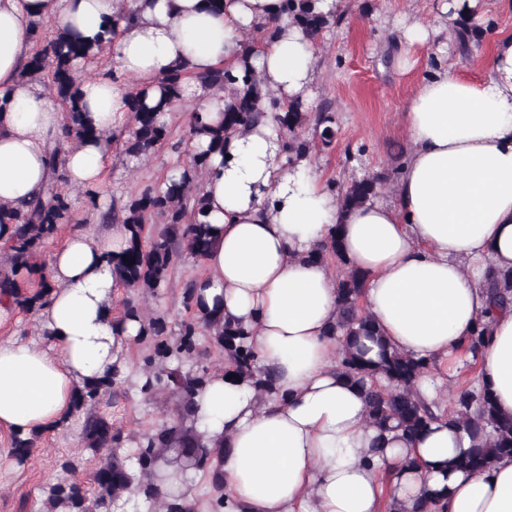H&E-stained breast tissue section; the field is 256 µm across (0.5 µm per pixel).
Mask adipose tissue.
Wrapping results in <instances>:
<instances>
[{
	"label": "adipose tissue",
	"instance_id": "ef3b65f1",
	"mask_svg": "<svg viewBox=\"0 0 512 512\" xmlns=\"http://www.w3.org/2000/svg\"><path fill=\"white\" fill-rule=\"evenodd\" d=\"M479 0H443L433 21H412L408 45L423 46L453 22L477 16ZM99 43L121 73L81 77L86 122L99 136L63 156L66 185L101 190L106 139L122 126L129 86L155 91L174 68L205 122L223 103L202 82L240 68L238 43L256 26L279 28L257 41L250 63L279 101L305 97L316 45L289 24L280 0H0V205L31 200L50 176L53 138L65 121L46 86L24 78L34 25ZM490 79L446 66L424 79L403 114L409 148L391 198L345 208L310 172L289 161L275 120L228 137L200 181L215 229L194 281L202 312L238 323L271 369L276 395L211 372L193 398L202 444L223 449L224 512H380L382 499L409 512L422 489L441 493L446 512H512V457L480 471L456 461L469 433L444 421L407 439L367 419L361 388L341 377L347 338L336 321L337 276L309 254L339 231L350 266L367 276L362 307L392 350L438 366L426 391L447 389L479 317L487 342L478 383L512 417V308L490 311L488 271L512 270V35L494 45ZM122 224L93 237L73 229L51 256L53 288L39 323L47 343L0 342V430L30 438L63 423L84 383L129 373L127 352L142 328L115 319L113 260ZM380 341V342H381Z\"/></svg>",
	"mask_w": 512,
	"mask_h": 512
}]
</instances>
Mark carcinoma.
<instances>
[{"label": "carcinoma", "instance_id": "obj_1", "mask_svg": "<svg viewBox=\"0 0 512 512\" xmlns=\"http://www.w3.org/2000/svg\"><path fill=\"white\" fill-rule=\"evenodd\" d=\"M318 2L282 0V13L290 23L311 35L336 29L340 19L335 14L320 12ZM484 33L479 23L465 22L459 42L471 53L482 46ZM35 42L36 50L24 64V71L49 82L50 90L64 106L67 120L62 133L54 138L52 177L48 183L23 209L0 206V225L13 224L11 238L0 254V294L10 296L19 307L30 311L46 302L52 287L50 271L36 258L58 228L71 223L69 192L60 173L61 156L67 144L97 135L81 118L76 64L80 60L93 61L101 52L95 44L72 40L51 30L44 21L36 24ZM240 46L239 74L218 69L206 76L210 87L224 94L220 122L204 124L196 120L189 124L184 137L171 144V150L184 155L186 160L166 175L162 185L147 186L122 204L114 200L112 208L101 213L102 222L128 227L127 245L116 259V269L121 285L139 298L154 296L165 287L170 270L178 262L189 258L199 261L208 250L212 228L204 199L195 186L204 175L211 154L224 152V138L228 134L260 124L268 113L274 112L288 159L303 158L314 151L315 142L304 135L309 127L322 146L333 143L335 119L329 105L323 102L312 112L300 100L279 103L262 88L253 72L252 41L245 39ZM185 78L180 69L168 73L158 82L156 100H149L144 90L129 94L126 103L130 116L112 133V141L118 143L126 157L145 158L156 147L169 142L168 125L160 121V114L182 102L181 85ZM203 137L208 139V149L190 152L189 142ZM388 179L382 174L354 177L340 190L339 199L346 207L360 205L375 196ZM154 222L161 224V228L150 236L148 226ZM314 258L342 266L336 284V329L348 336L352 345L360 336L376 335L372 320L361 306L366 276L345 266L338 235H332ZM25 287L33 292L24 293ZM486 287L492 306L512 304V271L491 274ZM181 304L187 316L178 324V333L170 337L165 316H147L135 300L125 302L123 315L143 318L142 336L152 343V352L143 359L138 381L131 383L114 375L106 382L86 383L78 389L74 410L82 413L84 449L100 456L104 463L95 472L94 488L89 492L75 478L80 460L63 462L61 469L67 477L44 487L41 512H109L128 489L160 512H196V504L187 503L179 494H165L158 487L163 472L170 468L207 471L210 512H224L223 449L190 447L181 442L194 431L190 421L193 395L210 374L208 353L198 347L197 337L209 336L224 351L225 370L254 380L265 391L272 390L271 375L260 365L259 355L248 341L250 333L244 327L197 312L192 279L182 285ZM484 348V327L479 325L469 336L465 350L475 360ZM430 369L427 362L385 348L376 363L364 361L350 348L339 363L346 381L364 390L370 423L385 427L395 422L408 436L436 420L462 426L473 439L470 451L457 462L464 470H481L496 458L512 457V417L496 414L488 390L479 391L467 383L449 394L446 405L441 401L428 402L418 395L414 385ZM127 384L148 400L165 395L174 400V405L161 424L126 438L100 412V407L125 397Z\"/></svg>", "mask_w": 512, "mask_h": 512}]
</instances>
